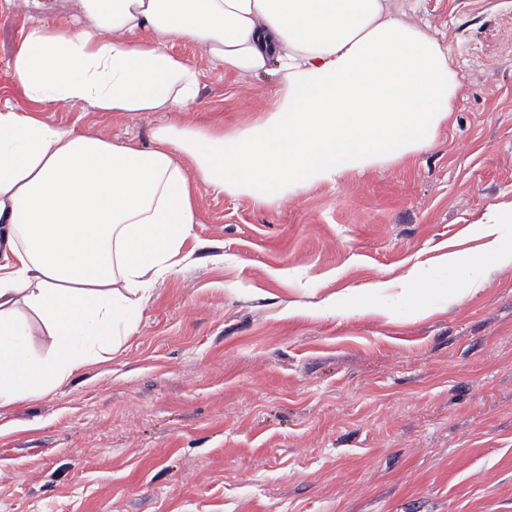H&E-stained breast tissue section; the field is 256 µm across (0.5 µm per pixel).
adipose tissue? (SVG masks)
Returning a JSON list of instances; mask_svg holds the SVG:
<instances>
[{
    "label": "adipose tissue",
    "mask_w": 512,
    "mask_h": 512,
    "mask_svg": "<svg viewBox=\"0 0 512 512\" xmlns=\"http://www.w3.org/2000/svg\"><path fill=\"white\" fill-rule=\"evenodd\" d=\"M79 25L28 27L10 67L34 110L0 105V408L47 394L105 361L135 331L158 280L195 238L201 188L270 203L427 140L460 79L449 50L397 17L390 0H69ZM201 46L225 72L281 75L269 116L156 129L137 148L46 121L39 107L191 112L199 74L171 45ZM498 211L480 258L446 259L466 296L512 264ZM42 322L34 353L27 313Z\"/></svg>",
    "instance_id": "ef3b65f1"
}]
</instances>
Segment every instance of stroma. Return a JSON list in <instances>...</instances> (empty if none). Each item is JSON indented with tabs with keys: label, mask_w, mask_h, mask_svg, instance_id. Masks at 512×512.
Wrapping results in <instances>:
<instances>
[{
	"label": "stroma",
	"mask_w": 512,
	"mask_h": 512,
	"mask_svg": "<svg viewBox=\"0 0 512 512\" xmlns=\"http://www.w3.org/2000/svg\"><path fill=\"white\" fill-rule=\"evenodd\" d=\"M447 45L461 87L414 151L271 204L201 190L197 248L136 331L46 396L0 409V512H512V265L459 303L442 255L481 251L512 204V0H391ZM41 13L0 0V104ZM196 112L43 116L152 146L161 125L232 134L280 76L198 45ZM423 264L421 314L376 290ZM307 310L289 312L291 302Z\"/></svg>",
	"instance_id": "1"
}]
</instances>
